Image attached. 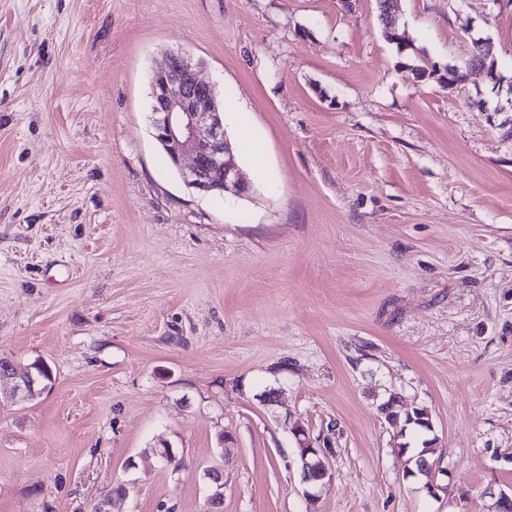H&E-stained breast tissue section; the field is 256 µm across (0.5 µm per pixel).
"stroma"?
Returning <instances> with one entry per match:
<instances>
[{
    "instance_id": "1",
    "label": "stroma",
    "mask_w": 512,
    "mask_h": 512,
    "mask_svg": "<svg viewBox=\"0 0 512 512\" xmlns=\"http://www.w3.org/2000/svg\"><path fill=\"white\" fill-rule=\"evenodd\" d=\"M0 0V512H495L512 492V0ZM228 102L251 198L189 189L157 59ZM278 392L268 405L262 394ZM420 407L434 491L379 412ZM330 448L304 495L291 432ZM230 434L221 442V434ZM169 447L176 465L159 463ZM122 483L127 496L112 495ZM469 68H478V69H491L497 72V82L496 84L502 86L503 82H507L509 80L510 86L512 88V77H509L505 74L502 69L499 67L498 62L493 54L487 51V47L480 42H477L475 45V53L469 62Z\"/></svg>"
}]
</instances>
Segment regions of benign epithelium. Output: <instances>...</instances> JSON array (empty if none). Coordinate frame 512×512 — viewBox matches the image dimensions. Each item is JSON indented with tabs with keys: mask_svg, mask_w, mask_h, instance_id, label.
I'll return each instance as SVG.
<instances>
[{
	"mask_svg": "<svg viewBox=\"0 0 512 512\" xmlns=\"http://www.w3.org/2000/svg\"><path fill=\"white\" fill-rule=\"evenodd\" d=\"M203 61L182 51L155 64L152 78L153 136L180 171L185 185L204 195L247 197L245 182L224 127V108L200 78ZM191 157L184 168L182 161Z\"/></svg>",
	"mask_w": 512,
	"mask_h": 512,
	"instance_id": "7a95c632",
	"label": "benign epithelium"
}]
</instances>
